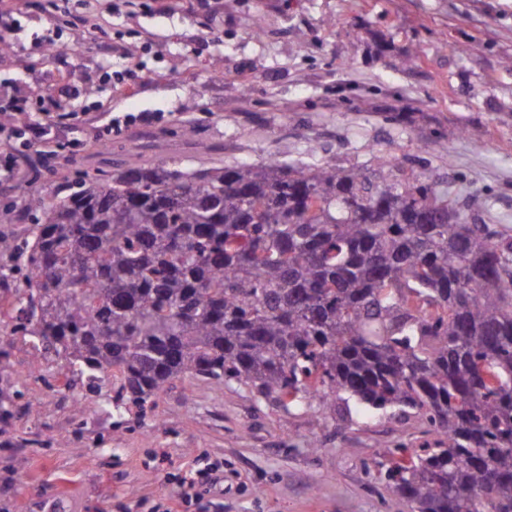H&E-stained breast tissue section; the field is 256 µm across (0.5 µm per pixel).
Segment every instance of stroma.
I'll list each match as a JSON object with an SVG mask.
<instances>
[{
  "label": "stroma",
  "mask_w": 512,
  "mask_h": 512,
  "mask_svg": "<svg viewBox=\"0 0 512 512\" xmlns=\"http://www.w3.org/2000/svg\"><path fill=\"white\" fill-rule=\"evenodd\" d=\"M4 22L0 113L25 98L31 119L47 100L65 117L41 148L21 121L0 145L16 159L0 211L18 216L2 235L25 234L27 193L161 142L182 170L271 157L367 170L388 150L458 201L486 197L477 222L512 235V0H30ZM69 375L0 335V512H411L385 453L424 442L411 409L340 399L323 417L186 378L142 410L113 404L118 377L89 392Z\"/></svg>",
  "instance_id": "stroma-1"
}]
</instances>
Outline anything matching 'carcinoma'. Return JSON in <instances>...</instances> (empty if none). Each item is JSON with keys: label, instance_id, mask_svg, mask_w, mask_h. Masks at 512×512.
<instances>
[{"label": "carcinoma", "instance_id": "carcinoma-1", "mask_svg": "<svg viewBox=\"0 0 512 512\" xmlns=\"http://www.w3.org/2000/svg\"><path fill=\"white\" fill-rule=\"evenodd\" d=\"M370 173L164 152L31 194L0 236V332L143 407L185 377L327 414L347 394L436 435L391 457L413 512H512V237L381 151Z\"/></svg>", "mask_w": 512, "mask_h": 512}]
</instances>
